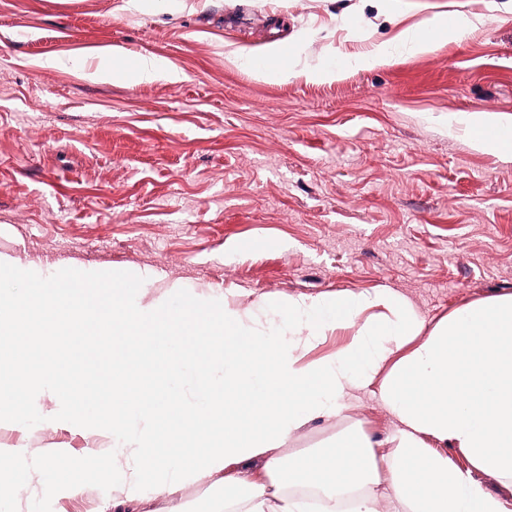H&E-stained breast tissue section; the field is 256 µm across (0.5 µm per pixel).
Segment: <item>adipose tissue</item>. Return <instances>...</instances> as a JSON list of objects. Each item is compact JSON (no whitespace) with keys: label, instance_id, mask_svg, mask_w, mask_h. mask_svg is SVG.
<instances>
[{"label":"adipose tissue","instance_id":"1","mask_svg":"<svg viewBox=\"0 0 512 512\" xmlns=\"http://www.w3.org/2000/svg\"><path fill=\"white\" fill-rule=\"evenodd\" d=\"M138 271L104 280L83 269L44 276L0 253V426L40 423L98 433L112 458L95 478L129 502L171 495L204 477L224 488L210 512H306L299 486L317 487L323 512H512L427 448L432 436L465 449L473 466L512 480V294L468 304L422 336L423 320L393 293L263 299L216 308L186 297L178 314L163 295L130 297ZM351 330L334 357L306 361L326 333ZM171 387L155 406L134 371ZM109 381L93 406L66 395L72 362ZM378 385L399 421L401 453L376 456L361 434L312 455L279 451L309 421L339 415L351 389ZM260 459L259 469L247 463ZM73 464L52 451L0 448V471H42L49 489L82 494Z\"/></svg>","mask_w":512,"mask_h":512}]
</instances>
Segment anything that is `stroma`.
Here are the masks:
<instances>
[{"label": "stroma", "instance_id": "35a3bbf8", "mask_svg": "<svg viewBox=\"0 0 512 512\" xmlns=\"http://www.w3.org/2000/svg\"><path fill=\"white\" fill-rule=\"evenodd\" d=\"M450 12L459 27L441 29ZM410 28L441 35L413 53L397 46ZM107 51L178 75L96 80ZM476 113L512 116V0H0V253L154 271L147 292L174 314L187 294L248 308L386 288L430 330L512 293V159L471 147L460 119ZM398 426L371 386L286 446L358 431L381 456ZM425 443L512 501L464 449ZM0 448L64 452L84 482L66 498L2 476L0 512L172 505L112 502L89 478L100 434L0 427Z\"/></svg>", "mask_w": 512, "mask_h": 512}]
</instances>
